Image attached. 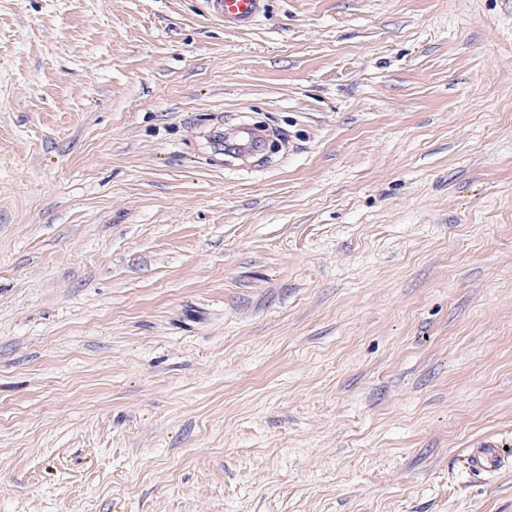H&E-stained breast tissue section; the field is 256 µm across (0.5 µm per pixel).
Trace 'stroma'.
I'll return each mask as SVG.
<instances>
[{"label":"stroma","instance_id":"obj_1","mask_svg":"<svg viewBox=\"0 0 512 512\" xmlns=\"http://www.w3.org/2000/svg\"><path fill=\"white\" fill-rule=\"evenodd\" d=\"M483 443L512 0H0V512H512ZM209 4L228 28L239 30L254 25L265 0H209ZM229 132L225 135L226 148L242 157L261 153L270 135L265 130L252 128L245 123L237 124ZM510 456V448L504 450L499 445L486 444L479 448H468L463 463L472 472L494 473L508 463Z\"/></svg>","mask_w":512,"mask_h":512}]
</instances>
